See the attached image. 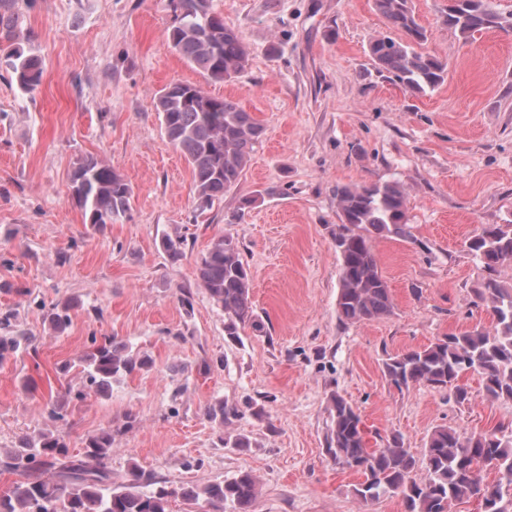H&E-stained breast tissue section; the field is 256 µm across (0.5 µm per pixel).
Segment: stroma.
Returning <instances> with one entry per match:
<instances>
[{
    "label": "stroma",
    "instance_id": "35a3bbf8",
    "mask_svg": "<svg viewBox=\"0 0 512 512\" xmlns=\"http://www.w3.org/2000/svg\"><path fill=\"white\" fill-rule=\"evenodd\" d=\"M426 52L445 82L422 95L377 70L368 54L387 27L372 0H214L251 49L238 77L213 82L166 40V0H31L21 36L44 60L41 85L19 90L0 68V317L35 354L0 361V458L22 438L65 432L70 453L114 429L113 484L138 465L170 485L261 479L252 512H404L401 497L370 504L362 479L326 453L329 398L360 413L368 447L401 436L422 458L431 431L512 428V401L470 400L427 386L397 389L390 354L451 332L491 328L475 292L484 273L465 246L482 225L512 221V30L463 42L448 0H413ZM202 85L262 124L236 188L195 210L192 175L167 140L153 97L172 82ZM94 155L133 188L122 222L96 229L69 198L74 163ZM397 181L408 190L410 239L371 242L393 300L390 315L340 321L335 189ZM255 197L250 208L241 201ZM238 237L262 330L226 336L224 314L196 279L218 236ZM185 240L173 258L165 235ZM75 302L55 331L46 309ZM149 355L151 368L79 398L91 337ZM240 416L217 427L205 408ZM62 404L63 420L51 404ZM249 437L232 448L222 432Z\"/></svg>",
    "mask_w": 512,
    "mask_h": 512
}]
</instances>
